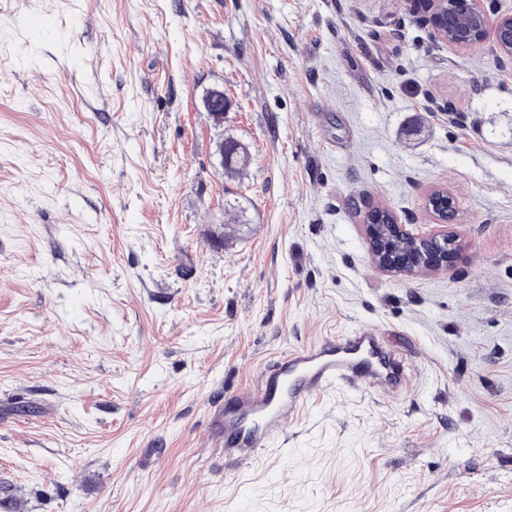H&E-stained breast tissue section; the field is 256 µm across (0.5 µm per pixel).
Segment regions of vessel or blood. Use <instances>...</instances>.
Instances as JSON below:
<instances>
[{
	"instance_id": "obj_1",
	"label": "vessel or blood",
	"mask_w": 512,
	"mask_h": 512,
	"mask_svg": "<svg viewBox=\"0 0 512 512\" xmlns=\"http://www.w3.org/2000/svg\"><path fill=\"white\" fill-rule=\"evenodd\" d=\"M407 381L401 359L372 331L360 328L302 346L282 356L257 388L230 394L224 406V458L252 462L287 420L333 388L367 386L394 394Z\"/></svg>"
}]
</instances>
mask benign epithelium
Returning <instances> with one entry per match:
<instances>
[{
  "instance_id": "7a95c632",
  "label": "benign epithelium",
  "mask_w": 512,
  "mask_h": 512,
  "mask_svg": "<svg viewBox=\"0 0 512 512\" xmlns=\"http://www.w3.org/2000/svg\"><path fill=\"white\" fill-rule=\"evenodd\" d=\"M433 14L430 36L457 50L471 51L491 40L499 54L512 58V13L492 22L479 6V0H430ZM459 15L453 31L437 26L443 13ZM402 241L395 249L383 244L384 235ZM367 235L373 263L390 274H415L435 271L448 266L457 253L456 240L448 232L430 239L417 238L403 224L367 225Z\"/></svg>"
}]
</instances>
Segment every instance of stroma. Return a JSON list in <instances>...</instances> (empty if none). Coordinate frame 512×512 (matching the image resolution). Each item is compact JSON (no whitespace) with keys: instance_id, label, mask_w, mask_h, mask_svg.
Masks as SVG:
<instances>
[{"instance_id":"1","label":"stroma","mask_w":512,"mask_h":512,"mask_svg":"<svg viewBox=\"0 0 512 512\" xmlns=\"http://www.w3.org/2000/svg\"><path fill=\"white\" fill-rule=\"evenodd\" d=\"M379 205L447 270L378 271ZM358 328L408 388L227 464L225 393ZM0 512H512V60L412 0H0Z\"/></svg>"}]
</instances>
